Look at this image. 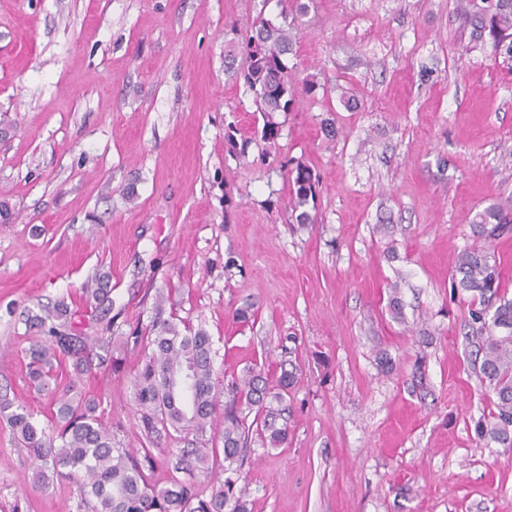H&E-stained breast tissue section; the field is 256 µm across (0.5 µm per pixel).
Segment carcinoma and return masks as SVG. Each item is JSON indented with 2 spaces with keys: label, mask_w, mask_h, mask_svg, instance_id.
<instances>
[{
  "label": "carcinoma",
  "mask_w": 512,
  "mask_h": 512,
  "mask_svg": "<svg viewBox=\"0 0 512 512\" xmlns=\"http://www.w3.org/2000/svg\"><path fill=\"white\" fill-rule=\"evenodd\" d=\"M308 12L300 0H290L276 25L259 19L245 35L246 50L240 78L264 117L261 140L278 139L277 113H288L297 89L285 79L283 57L290 54L298 36L297 15ZM465 22L471 28L473 47H490L494 57L512 63V0H465ZM291 210L296 223L313 224L306 209L315 200L318 179L314 170L295 162L288 171ZM476 235L492 241L512 232V212L490 203L475 214ZM452 287L467 293L468 321L484 334L475 353L482 381L491 393L493 421L479 425L481 437L512 448V297L501 286L499 262L489 248L470 247L457 257ZM52 318L59 321L38 341L29 363L30 377L44 389L57 380L55 364L72 362L78 376L90 375L120 358L93 355L96 339L68 329V305L57 302ZM123 349L139 354L133 383L134 401L147 448L143 455L117 446L103 424L100 401L68 385L54 392L57 435L49 436L31 421V414L0 399V418L19 435L24 451L34 461L51 464L53 473L72 480L87 512H249L246 490L236 488L233 474L243 465L252 435L262 445L280 448L288 442V426L278 424L285 408L283 392L294 383L295 373L281 369L276 384L269 382L265 366L255 365L219 390L215 377L213 338L202 326L164 317L163 300L155 306L148 332L123 339ZM191 379L188 400H183L174 377ZM255 413V432L246 417ZM168 438L189 444L179 449L175 475L163 486L152 482V450L166 451ZM223 448H218V444ZM218 468L227 474L209 495L195 483L198 470Z\"/></svg>",
  "instance_id": "obj_1"
}]
</instances>
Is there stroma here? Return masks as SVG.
Returning <instances> with one entry per match:
<instances>
[{"instance_id":"stroma-1","label":"stroma","mask_w":512,"mask_h":512,"mask_svg":"<svg viewBox=\"0 0 512 512\" xmlns=\"http://www.w3.org/2000/svg\"><path fill=\"white\" fill-rule=\"evenodd\" d=\"M461 5L313 0L284 62L317 85L276 141L319 176L316 221L296 224L228 72L230 24L280 23V0H0V391L53 433L26 312L63 299L72 328L116 339L161 294L210 333L220 378L296 371L287 447L252 441L240 472L252 512H512V450L475 432L493 406L451 287L476 212L512 209V68L467 51ZM137 365L81 382L123 448L144 444ZM33 472L0 419V512H81L73 483Z\"/></svg>"}]
</instances>
